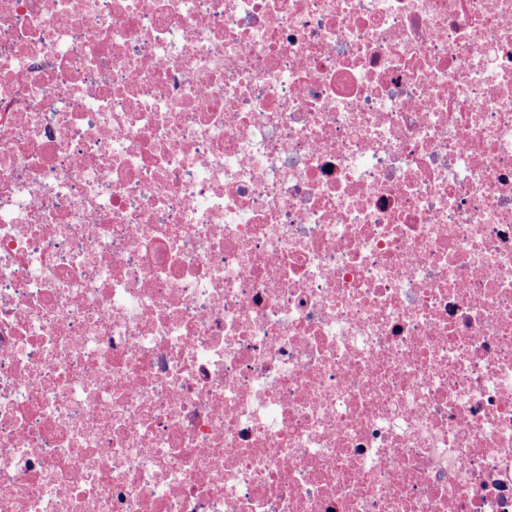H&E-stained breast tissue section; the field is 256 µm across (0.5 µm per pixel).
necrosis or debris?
<instances>
[{"instance_id": "necrosis-or-debris-1", "label": "necrosis or debris", "mask_w": 512, "mask_h": 512, "mask_svg": "<svg viewBox=\"0 0 512 512\" xmlns=\"http://www.w3.org/2000/svg\"><path fill=\"white\" fill-rule=\"evenodd\" d=\"M0 512H512V0H0Z\"/></svg>"}]
</instances>
